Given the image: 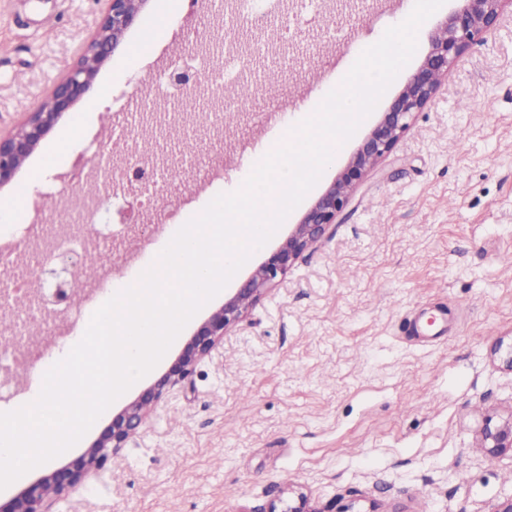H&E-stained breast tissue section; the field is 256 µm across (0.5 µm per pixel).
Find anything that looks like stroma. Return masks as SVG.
I'll return each instance as SVG.
<instances>
[{"label":"stroma","mask_w":512,"mask_h":512,"mask_svg":"<svg viewBox=\"0 0 512 512\" xmlns=\"http://www.w3.org/2000/svg\"><path fill=\"white\" fill-rule=\"evenodd\" d=\"M414 0L336 14L317 0H150L125 45L100 71L93 104H77L13 185L0 189V247L23 249L36 207L78 182L84 158L125 157L104 108L148 87L174 57L233 38L250 56V106L223 130L201 129L194 101L163 113L181 182L159 199L162 226L95 257L85 314L156 264L186 222L239 189L269 143L281 140L338 87L359 55L402 22ZM462 0H446L373 112L336 150L318 183L221 295L188 322L160 362L116 399L60 467L113 415L169 369L197 326L288 236L332 183L430 51L432 33ZM106 0H0V131L31 111L83 52ZM264 16L263 30L250 20ZM147 50L138 62L130 53ZM512 12L456 63L430 105L371 171L349 207L247 319L170 392L108 470L89 475L58 512H269L287 489L316 512H494L512 497V453L480 447L485 419L512 418Z\"/></svg>","instance_id":"35a3bbf8"}]
</instances>
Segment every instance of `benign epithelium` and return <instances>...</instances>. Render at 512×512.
I'll use <instances>...</instances> for the list:
<instances>
[{"mask_svg": "<svg viewBox=\"0 0 512 512\" xmlns=\"http://www.w3.org/2000/svg\"><path fill=\"white\" fill-rule=\"evenodd\" d=\"M107 2L108 8L78 60L51 87L34 111L27 113L9 134L0 135V189L14 183L30 157L65 115L78 103L93 100L99 72L124 45L127 31L145 13L149 0ZM465 2L461 11L438 24L423 63L389 110L354 148L329 187L301 221L293 225L285 241L270 251L243 285L197 326L168 371L113 416L100 437L78 458L65 466L48 468L20 493L7 501L0 500V512H53L56 501L81 484L90 472L108 468L112 457L139 431L164 393L190 380L199 361L224 341L228 331L242 322L248 311L287 275L295 261L336 223L366 176L410 129L414 115L432 101L453 65L471 45L494 29L504 5L512 4V0ZM162 74L168 84L185 94L206 88V81L187 71L180 58L171 60ZM78 273L77 268L63 276L45 272L35 281L31 292L45 296L51 291L58 298L69 299L81 293ZM480 434L482 447L491 452L512 451V421L494 424L488 418Z\"/></svg>", "mask_w": 512, "mask_h": 512, "instance_id": "7a95c632", "label": "benign epithelium"}]
</instances>
